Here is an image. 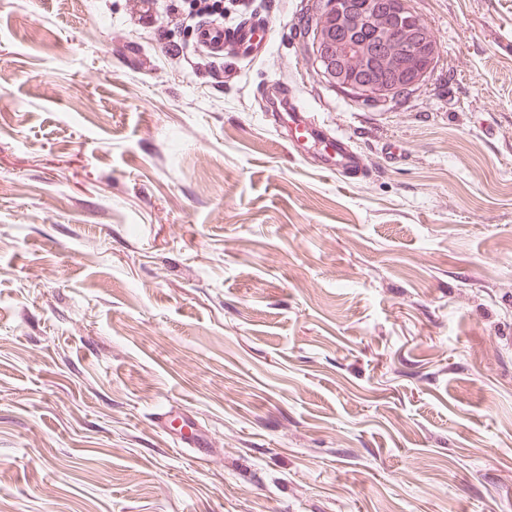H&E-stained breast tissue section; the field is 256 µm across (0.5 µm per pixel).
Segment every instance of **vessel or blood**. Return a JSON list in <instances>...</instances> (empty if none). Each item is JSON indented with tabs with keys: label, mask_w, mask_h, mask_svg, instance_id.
Masks as SVG:
<instances>
[{
	"label": "vessel or blood",
	"mask_w": 512,
	"mask_h": 512,
	"mask_svg": "<svg viewBox=\"0 0 512 512\" xmlns=\"http://www.w3.org/2000/svg\"><path fill=\"white\" fill-rule=\"evenodd\" d=\"M271 33L272 26L264 18L245 19L231 28L206 22L196 29V43L219 59L224 55L225 43L230 42L235 45L238 58L254 60L265 52ZM283 99L289 111L278 124L285 127L291 149L300 155L313 156L320 170L341 178L367 175L365 158L348 136L329 132L297 103L292 94H284Z\"/></svg>",
	"instance_id": "1"
}]
</instances>
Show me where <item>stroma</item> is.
I'll use <instances>...</instances> for the list:
<instances>
[{"label":"stroma","instance_id":"stroma-1","mask_svg":"<svg viewBox=\"0 0 512 512\" xmlns=\"http://www.w3.org/2000/svg\"><path fill=\"white\" fill-rule=\"evenodd\" d=\"M306 3L224 0L272 24L230 70L171 0H0V512H512V0H414L385 107ZM284 89L366 178L289 156Z\"/></svg>","mask_w":512,"mask_h":512}]
</instances>
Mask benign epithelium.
Segmentation results:
<instances>
[{
    "label": "benign epithelium",
    "mask_w": 512,
    "mask_h": 512,
    "mask_svg": "<svg viewBox=\"0 0 512 512\" xmlns=\"http://www.w3.org/2000/svg\"><path fill=\"white\" fill-rule=\"evenodd\" d=\"M314 14L312 62L354 100L385 105L433 72L438 46L412 0H319Z\"/></svg>",
    "instance_id": "benign-epithelium-1"
}]
</instances>
